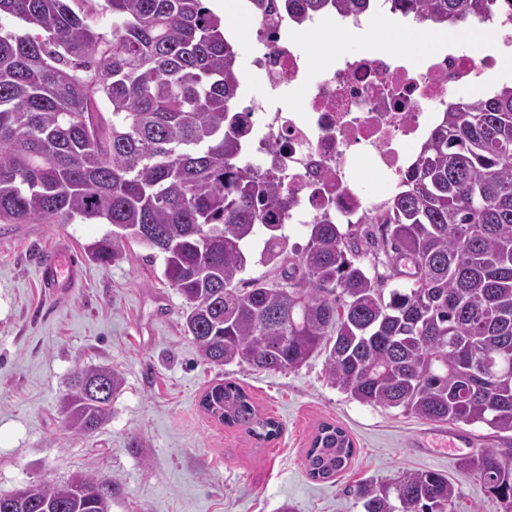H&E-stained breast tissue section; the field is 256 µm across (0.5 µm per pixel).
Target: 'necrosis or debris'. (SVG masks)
I'll return each instance as SVG.
<instances>
[{"instance_id":"1","label":"necrosis or debris","mask_w":512,"mask_h":512,"mask_svg":"<svg viewBox=\"0 0 512 512\" xmlns=\"http://www.w3.org/2000/svg\"><path fill=\"white\" fill-rule=\"evenodd\" d=\"M241 7L252 20L247 64L266 78L263 92L243 88V154L281 183L271 224L368 223L385 196L399 190L416 147L447 111L449 92L491 88L498 66L476 44L418 65L376 38L366 53L338 56L327 76L313 82L296 34L359 29L366 15L329 11L298 21L280 7L264 13L250 0ZM287 96L301 99L302 109L284 107ZM369 174L377 189L365 184Z\"/></svg>"}]
</instances>
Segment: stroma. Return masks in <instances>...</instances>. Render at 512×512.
Wrapping results in <instances>:
<instances>
[{
    "instance_id": "stroma-1",
    "label": "stroma",
    "mask_w": 512,
    "mask_h": 512,
    "mask_svg": "<svg viewBox=\"0 0 512 512\" xmlns=\"http://www.w3.org/2000/svg\"><path fill=\"white\" fill-rule=\"evenodd\" d=\"M108 230L92 221L0 224V496L78 472L109 483L111 512H362L346 488L434 470L460 491L457 512H502L459 466L492 443L490 428L360 403L327 383L321 354L290 372L205 363L183 329L184 298L162 259L139 244L120 262L86 261L63 299L46 297L43 255L57 245L84 253ZM93 365L115 369L123 385L107 423L75 436L62 400L74 374ZM224 381L280 422L277 438L257 442L204 411L206 390ZM325 422L346 431L355 455L346 471L318 480L305 457Z\"/></svg>"
}]
</instances>
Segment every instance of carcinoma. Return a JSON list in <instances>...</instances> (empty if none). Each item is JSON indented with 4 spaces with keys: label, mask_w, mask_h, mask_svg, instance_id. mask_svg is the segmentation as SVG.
Here are the masks:
<instances>
[{
    "label": "carcinoma",
    "mask_w": 512,
    "mask_h": 512,
    "mask_svg": "<svg viewBox=\"0 0 512 512\" xmlns=\"http://www.w3.org/2000/svg\"><path fill=\"white\" fill-rule=\"evenodd\" d=\"M403 2L448 24L512 0ZM75 4L0 0V19L22 23H0V224L101 220L112 230L87 245L91 260L120 261L132 241L162 255L208 364L294 371L323 352L328 383L361 403L489 427L495 443L461 465L512 512V84L449 105L364 230L319 222L289 251L283 225L264 223L281 186L240 157L237 52L221 18L204 0H99L114 18L103 32ZM286 5L361 12L370 0ZM260 231V259L280 282L241 277ZM369 255L385 256L386 273L365 271ZM122 383L110 368L77 372L68 430L100 429ZM201 404L260 442L280 433L232 381ZM353 455L346 432L325 423L307 470L331 479ZM354 496L364 512H455L460 492L436 471L406 470ZM111 502L107 482L76 473L0 496V512H111Z\"/></svg>",
    "instance_id": "carcinoma-1"
}]
</instances>
